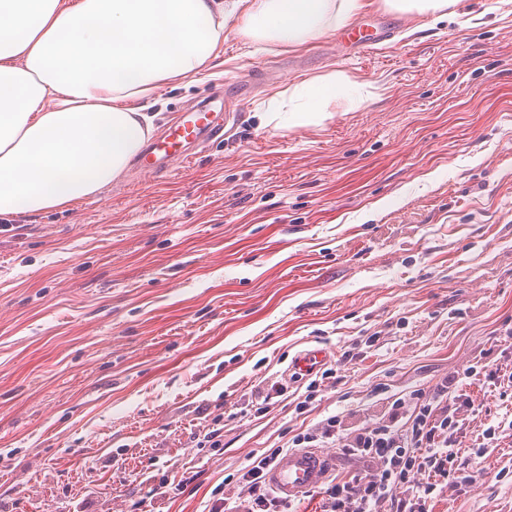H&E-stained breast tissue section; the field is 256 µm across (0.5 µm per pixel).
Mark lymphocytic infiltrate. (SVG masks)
Listing matches in <instances>:
<instances>
[{"label":"lymphocytic infiltrate","instance_id":"lymphocytic-infiltrate-1","mask_svg":"<svg viewBox=\"0 0 512 512\" xmlns=\"http://www.w3.org/2000/svg\"><path fill=\"white\" fill-rule=\"evenodd\" d=\"M471 402L457 378H446L410 399L388 402L385 420L355 430L331 415L297 434V448L335 440L342 453L366 463L364 473L330 484L323 512H429V503L444 482H469L472 472L457 461L455 439L465 425L460 411ZM281 449L253 457L240 482L244 499L230 512H286V504L267 491L266 474Z\"/></svg>","mask_w":512,"mask_h":512}]
</instances>
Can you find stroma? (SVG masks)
Here are the masks:
<instances>
[{"label": "stroma", "mask_w": 512, "mask_h": 512, "mask_svg": "<svg viewBox=\"0 0 512 512\" xmlns=\"http://www.w3.org/2000/svg\"><path fill=\"white\" fill-rule=\"evenodd\" d=\"M365 2L401 21L361 57H332V31L283 46L229 20L211 67L154 93L159 131L223 90L240 103L223 139L0 217V512H211L251 456L328 416L364 425L482 357L512 375V0L443 20ZM287 58L303 69L242 90ZM330 75L356 87L320 121H264ZM317 345L333 376L299 412L308 382L288 369ZM465 390L457 451L479 474L430 508L512 512V388Z\"/></svg>", "instance_id": "1"}]
</instances>
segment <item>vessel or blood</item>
Listing matches in <instances>:
<instances>
[{
    "label": "vessel or blood",
    "mask_w": 512,
    "mask_h": 512,
    "mask_svg": "<svg viewBox=\"0 0 512 512\" xmlns=\"http://www.w3.org/2000/svg\"><path fill=\"white\" fill-rule=\"evenodd\" d=\"M393 34L384 15H377L370 24L355 22L343 31L336 47L340 53H366L377 43L390 40ZM230 119L224 110L223 95L203 99L181 112L174 122L148 142L138 159L140 170L152 174L168 171L173 163L189 162L198 148L223 137ZM327 352L314 348L297 357L291 371L301 375L323 364ZM334 460L317 448H299L281 456L267 475V484L281 499L295 501L321 487L331 477Z\"/></svg>",
    "instance_id": "vessel-or-blood-1"
}]
</instances>
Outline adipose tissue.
I'll return each mask as SVG.
<instances>
[{"label":"adipose tissue","instance_id":"1","mask_svg":"<svg viewBox=\"0 0 512 512\" xmlns=\"http://www.w3.org/2000/svg\"><path fill=\"white\" fill-rule=\"evenodd\" d=\"M363 0H0V217L97 196L153 130L143 103L159 82L218 57L240 34L300 45L348 23ZM290 122L320 118L336 80L286 89Z\"/></svg>","mask_w":512,"mask_h":512}]
</instances>
